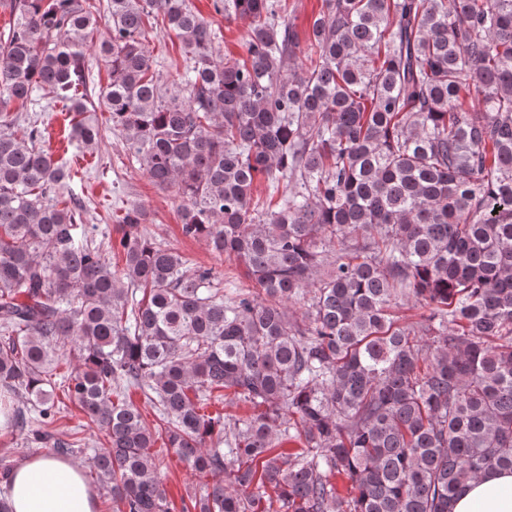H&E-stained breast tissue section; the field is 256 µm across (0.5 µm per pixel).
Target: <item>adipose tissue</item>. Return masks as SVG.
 I'll list each match as a JSON object with an SVG mask.
<instances>
[{
	"instance_id": "1",
	"label": "adipose tissue",
	"mask_w": 512,
	"mask_h": 512,
	"mask_svg": "<svg viewBox=\"0 0 512 512\" xmlns=\"http://www.w3.org/2000/svg\"><path fill=\"white\" fill-rule=\"evenodd\" d=\"M11 512H97V496L79 463L38 456L13 473ZM452 512H512V472L495 470L470 483Z\"/></svg>"
}]
</instances>
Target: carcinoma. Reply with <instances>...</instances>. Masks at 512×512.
<instances>
[{
  "instance_id": "cac0c4a2",
  "label": "carcinoma",
  "mask_w": 512,
  "mask_h": 512,
  "mask_svg": "<svg viewBox=\"0 0 512 512\" xmlns=\"http://www.w3.org/2000/svg\"><path fill=\"white\" fill-rule=\"evenodd\" d=\"M9 5L0 386L38 414L31 444L81 447L52 429L73 343L63 388L104 433L92 468L114 512H170L158 437L208 478L182 512H451L512 470V0H322L304 42L287 0H214L248 23L242 58L218 57L190 0ZM158 21L180 43L172 91L145 44ZM91 47L128 159L181 200L182 235L244 275L154 241L139 203L118 216L122 268L88 240L70 169L7 108L64 102L71 141L93 149ZM411 300L428 313L396 324ZM121 382L150 391L157 422ZM226 392L252 413L203 412ZM287 441L301 448L276 451Z\"/></svg>"
}]
</instances>
